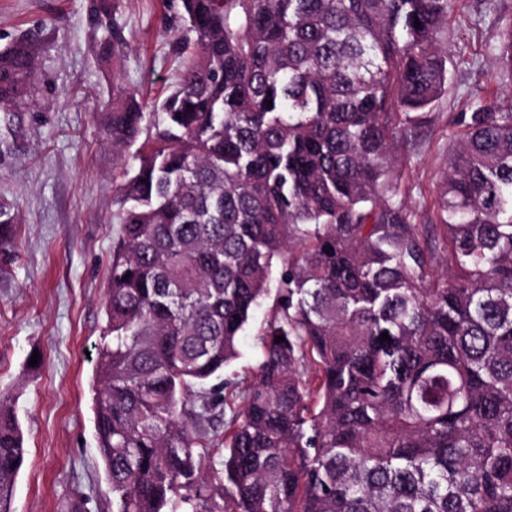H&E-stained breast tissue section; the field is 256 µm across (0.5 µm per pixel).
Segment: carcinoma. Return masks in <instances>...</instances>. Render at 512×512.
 <instances>
[{
  "instance_id": "obj_1",
  "label": "carcinoma",
  "mask_w": 512,
  "mask_h": 512,
  "mask_svg": "<svg viewBox=\"0 0 512 512\" xmlns=\"http://www.w3.org/2000/svg\"><path fill=\"white\" fill-rule=\"evenodd\" d=\"M181 2L175 89L105 105L135 148L93 374L112 512H512V101L457 117L439 224L398 198L450 0ZM119 4L92 17L120 53ZM47 50L0 48L1 119ZM270 296L255 374L224 378ZM26 454L0 393V512Z\"/></svg>"
}]
</instances>
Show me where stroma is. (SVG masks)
Segmentation results:
<instances>
[{"label": "stroma", "mask_w": 512, "mask_h": 512, "mask_svg": "<svg viewBox=\"0 0 512 512\" xmlns=\"http://www.w3.org/2000/svg\"><path fill=\"white\" fill-rule=\"evenodd\" d=\"M93 0H0V46L22 34L49 44L32 95L0 125V390H11L28 450L10 512H112L92 410L93 354L104 326L121 160L102 138L113 84L147 101L179 70L180 0H121L127 46L112 55L91 32ZM512 0H451L442 97L408 135L400 195L417 224L438 221L437 184L458 113L512 98L494 48Z\"/></svg>", "instance_id": "stroma-1"}]
</instances>
